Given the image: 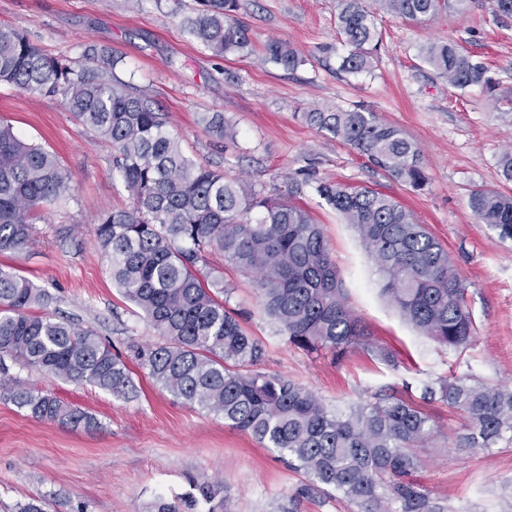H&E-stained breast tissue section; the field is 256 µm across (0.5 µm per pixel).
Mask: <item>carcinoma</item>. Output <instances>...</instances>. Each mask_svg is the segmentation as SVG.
<instances>
[{
    "instance_id": "cac0c4a2",
    "label": "carcinoma",
    "mask_w": 512,
    "mask_h": 512,
    "mask_svg": "<svg viewBox=\"0 0 512 512\" xmlns=\"http://www.w3.org/2000/svg\"><path fill=\"white\" fill-rule=\"evenodd\" d=\"M342 2L339 30L352 47L342 68L359 73L372 66L381 36L365 0ZM377 2L411 21L450 6V0ZM240 7V0H204L201 12L184 20L186 31L215 56L251 53L236 16ZM421 58L453 88L483 81L485 68L452 40L423 47ZM262 60L287 71L306 64L279 40L263 46ZM2 82L63 95L77 119L112 143V170L130 206L100 215L96 233L112 283L167 339L136 351L138 366L152 380L287 455L293 469L342 493L359 512H390L392 502L399 512H441L410 479L419 465L415 449L431 434L429 418L416 403L376 393L345 412L334 411L311 389L254 370L263 347L227 309L230 288L210 266L213 254L253 276L266 313L290 343L338 357L360 348L396 364L397 355L370 342L347 307L324 231L305 209L195 163L168 132L166 114L128 85L75 69L9 25H0ZM302 119L342 138L396 180L423 186L418 145L366 108H314ZM207 129L220 139L234 137L218 113ZM72 189L71 173L56 153L0 120V253L27 244L37 214ZM316 192L355 226L399 313L432 341L466 348L474 330L466 286L425 225L376 189L320 181ZM470 207L479 222L512 240V196L479 189ZM51 301L46 290L0 267V398L34 419L90 427L96 424L91 415L9 374L8 359L114 395L137 392L132 371L105 338L42 312ZM422 395L446 403L458 417L462 448H490L503 432H512V390L500 385L439 378ZM188 485L171 500L157 498L149 512H193L201 500L208 512H224L223 483L190 478Z\"/></svg>"
}]
</instances>
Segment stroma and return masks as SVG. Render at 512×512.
I'll return each instance as SVG.
<instances>
[{"instance_id": "1", "label": "stroma", "mask_w": 512, "mask_h": 512, "mask_svg": "<svg viewBox=\"0 0 512 512\" xmlns=\"http://www.w3.org/2000/svg\"><path fill=\"white\" fill-rule=\"evenodd\" d=\"M200 0H0V22L18 28L47 53L100 76L99 56L119 62L116 78L165 112L186 156L303 206L322 224L347 306L374 342L398 355L390 367L363 350L335 359L310 353L276 333L251 278L213 256L231 290L228 306L264 349L260 372L314 390L332 408L377 392L419 400L425 384L468 377L512 388V241L479 223L470 208L478 189L512 194L500 160L512 154V17L489 0H467L420 23L375 10L381 34L370 70L348 73L350 47L338 32L340 0H244L237 18L254 53L212 55L181 22ZM270 39L288 42L307 62L296 71L261 62ZM452 39L484 63L490 85L449 86L420 58L424 45ZM361 104L420 148L426 181L412 188L369 165L358 150L306 125L315 107ZM220 112L234 139L206 131ZM0 118L27 141L54 151L71 172L66 202L42 210L23 248L0 254V267L53 297L46 311L106 338L130 356L134 344L160 340L111 280L95 236L99 215L130 198L112 171V146L64 105L0 84ZM379 189L410 209L442 243L467 286L474 337L455 351L422 336L383 295L381 278L357 229L315 192L316 182ZM13 376L93 415L96 427L28 417L0 400V512L45 496L48 512H146L157 496L187 490V476L224 483V512H358L341 493L292 470L279 451L225 424L223 416L182 403L135 373L125 399L84 382L64 381L20 365ZM434 433L419 449L413 474L443 512H512V433L485 449L456 445L458 423L447 405H425Z\"/></svg>"}]
</instances>
